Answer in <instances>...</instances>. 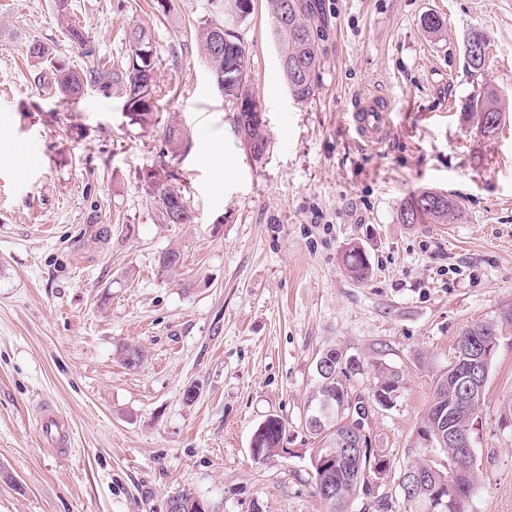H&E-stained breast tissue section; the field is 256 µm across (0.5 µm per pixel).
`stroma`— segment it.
I'll return each mask as SVG.
<instances>
[{
  "mask_svg": "<svg viewBox=\"0 0 512 512\" xmlns=\"http://www.w3.org/2000/svg\"><path fill=\"white\" fill-rule=\"evenodd\" d=\"M323 4V66L301 104L266 0L243 18L228 0H72L112 64L130 27H148L158 109L140 126L118 93L68 103L37 82L31 40L81 63L56 0H0V512H165L184 488L211 512H323L305 426L318 357L357 359L350 385L365 398L378 367L403 375L395 407L374 408L366 426L399 466L462 329L512 303V0ZM432 13L441 34L422 27ZM207 20L248 49L263 154L197 54ZM473 30L488 42L477 74L464 59ZM488 89L508 108L490 138L463 117ZM367 95L391 102L376 146L350 124ZM173 122L189 145L168 156ZM161 165L193 223H162L141 179ZM422 188L459 201L461 218L399 223ZM353 243L369 257L363 280L342 262ZM170 248L182 265L159 272ZM126 342L145 349L140 366L122 364ZM45 399L71 422L69 457L37 432ZM511 414L507 335L475 421L484 480L472 512H512ZM271 415L288 425V453L259 462L250 439Z\"/></svg>",
  "mask_w": 512,
  "mask_h": 512,
  "instance_id": "35a3bbf8",
  "label": "stroma"
}]
</instances>
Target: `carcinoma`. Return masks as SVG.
I'll return each instance as SVG.
<instances>
[{"label": "carcinoma", "mask_w": 512, "mask_h": 512, "mask_svg": "<svg viewBox=\"0 0 512 512\" xmlns=\"http://www.w3.org/2000/svg\"><path fill=\"white\" fill-rule=\"evenodd\" d=\"M60 2L59 22L66 40L80 55L81 64L77 68H69L57 64L52 52L41 42L32 41L27 45V54L43 64L44 77L47 84L64 100L76 99L88 86H94L109 94L116 88L130 104L129 118L139 125H147L154 117L157 108L155 77H145V72L155 71V56L151 36L148 30L138 24L130 28L128 43L129 51L122 67H113L101 60L92 36L82 26L72 20L66 0ZM274 33L280 44V58L286 60L281 67L288 92L294 101L305 103L315 94L316 79L321 69V53L319 48L321 30V0H267ZM224 34V54L216 55L212 51V41L216 32ZM198 52L207 64L214 80L224 82V96L236 100L240 104V116L236 122L242 121L246 114L243 106L256 103L245 87V69L248 50L227 27L218 23H208L201 27L197 34ZM465 118L476 124L481 133L487 137L496 135L505 119L498 96L488 91L470 103L464 112ZM243 136L247 138L253 152L261 154L267 144L264 126L251 121ZM187 140V133L178 123L166 126L164 143L166 152H179ZM151 197L155 201L159 215L166 224H189L192 222L191 211L181 190L169 184V174L160 166L147 175L142 176ZM461 204L455 199L432 189L420 190L407 198L397 212L400 224H446L448 219L460 216ZM181 256L179 250L170 248L161 253L158 264L161 272H173L178 269L176 259ZM343 264L357 279H365L370 273V262L363 247L355 244L343 253ZM479 331L486 342L495 344L502 336L512 333V305L499 309L490 319L477 321L465 329L470 333ZM119 355L128 367H136L145 357L144 350L136 344H123ZM351 371L341 369L338 379L326 380L318 378V384L308 400L309 412L321 414L322 386H327L334 393L333 410L330 417L323 420L317 427H307L316 439V448L310 457H321L328 449L335 446L336 434H353L362 426L364 418L351 411L349 391L346 387ZM434 390L429 408L415 427L414 434L419 432L434 434L437 430L470 431L473 429L479 409L484 403L485 395H480L475 402L464 408L459 405L461 398L458 378L449 368L439 371L433 379ZM403 376L396 370L380 367L377 371L376 391L389 394L402 391ZM288 427L278 416H269L262 421L253 432V439L260 451L267 458L280 455L284 447ZM446 461L440 462L432 455V449L415 446L410 441L407 451V462L404 468L427 467L431 479L428 489L417 493L410 499H402L403 512H428L426 499L433 488L448 481L459 463L460 453L456 448H442ZM369 458L356 461L351 465L341 464L330 475L319 477L314 472V480H323L331 486L332 494L317 492L326 512H352L353 503L364 489V471L370 466Z\"/></svg>", "instance_id": "carcinoma-1"}]
</instances>
